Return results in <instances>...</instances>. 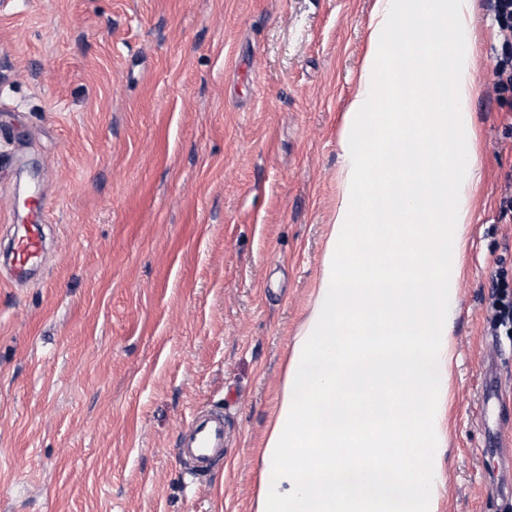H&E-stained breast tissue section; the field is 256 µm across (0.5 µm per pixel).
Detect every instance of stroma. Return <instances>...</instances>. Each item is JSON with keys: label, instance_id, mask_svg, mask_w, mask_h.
I'll return each mask as SVG.
<instances>
[{"label": "stroma", "instance_id": "35a3bbf8", "mask_svg": "<svg viewBox=\"0 0 512 512\" xmlns=\"http://www.w3.org/2000/svg\"><path fill=\"white\" fill-rule=\"evenodd\" d=\"M373 0H0V512H255L318 286ZM479 203L458 282L439 512L512 501V88L477 15ZM226 419L191 482L180 428ZM11 249V281L26 280L44 249L42 224H23ZM495 293L492 301V310L494 313V319L501 326L512 327V297L509 295L506 288L494 286Z\"/></svg>", "mask_w": 512, "mask_h": 512}]
</instances>
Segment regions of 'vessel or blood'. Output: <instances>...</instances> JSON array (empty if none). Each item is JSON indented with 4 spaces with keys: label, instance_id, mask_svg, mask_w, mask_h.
Here are the masks:
<instances>
[{
    "label": "vessel or blood",
    "instance_id": "vessel-or-blood-1",
    "mask_svg": "<svg viewBox=\"0 0 512 512\" xmlns=\"http://www.w3.org/2000/svg\"><path fill=\"white\" fill-rule=\"evenodd\" d=\"M44 249L42 227L24 225L11 249L12 280L27 279ZM179 448L192 477L210 473L216 462L224 458V414L200 409L194 411L179 432Z\"/></svg>",
    "mask_w": 512,
    "mask_h": 512
}]
</instances>
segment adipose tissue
Returning a JSON list of instances; mask_svg holds the SVG:
<instances>
[{"label":"adipose tissue","instance_id":"obj_1","mask_svg":"<svg viewBox=\"0 0 512 512\" xmlns=\"http://www.w3.org/2000/svg\"><path fill=\"white\" fill-rule=\"evenodd\" d=\"M477 3L375 0L319 286L266 433L256 512H438L456 285L477 205ZM416 97L426 111H407ZM399 386L409 398H393Z\"/></svg>","mask_w":512,"mask_h":512}]
</instances>
